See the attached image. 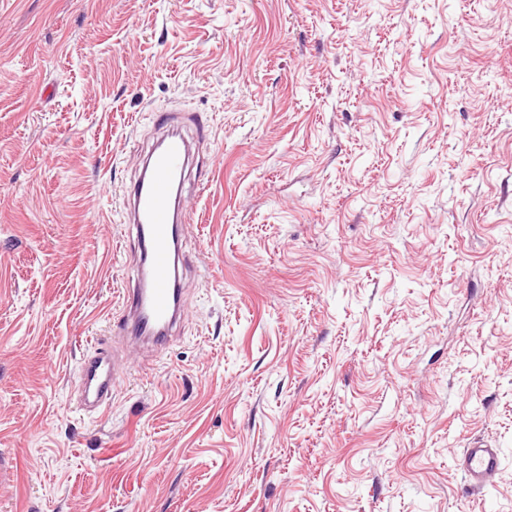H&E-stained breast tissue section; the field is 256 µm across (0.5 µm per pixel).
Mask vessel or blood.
Returning <instances> with one entry per match:
<instances>
[{
  "mask_svg": "<svg viewBox=\"0 0 512 512\" xmlns=\"http://www.w3.org/2000/svg\"><path fill=\"white\" fill-rule=\"evenodd\" d=\"M187 155L185 139L168 134L147 154L134 190L126 197L140 242V270L144 274L143 282L131 289L132 302L126 308V334L132 340L149 338L154 344H165L180 314L175 255L179 226L187 219L182 202ZM79 375L83 386L81 407L104 408L117 378L111 354L101 351L85 359ZM458 466L470 490L479 491L497 475L499 453L478 441L464 449Z\"/></svg>",
  "mask_w": 512,
  "mask_h": 512,
  "instance_id": "obj_1",
  "label": "vessel or blood"
}]
</instances>
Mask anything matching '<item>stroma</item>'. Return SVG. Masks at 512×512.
<instances>
[{"label":"stroma","mask_w":512,"mask_h":512,"mask_svg":"<svg viewBox=\"0 0 512 512\" xmlns=\"http://www.w3.org/2000/svg\"><path fill=\"white\" fill-rule=\"evenodd\" d=\"M170 109L187 316L87 412ZM0 512H512V0H0ZM79 375L83 386L80 406L104 408L117 378L112 355L106 351L96 352L80 364ZM471 491H480L491 483L500 467V457L496 448L476 441L470 448H464L458 460Z\"/></svg>","instance_id":"35a3bbf8"}]
</instances>
